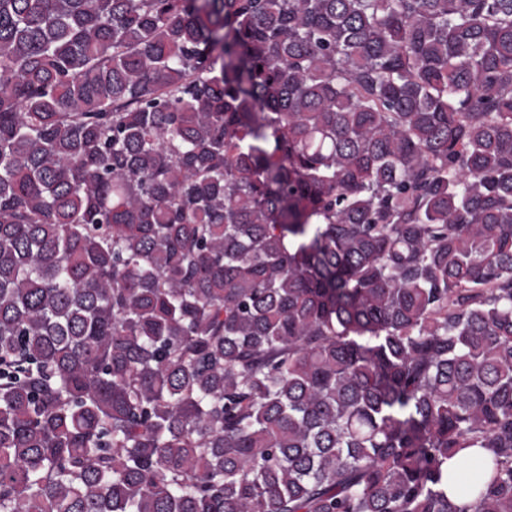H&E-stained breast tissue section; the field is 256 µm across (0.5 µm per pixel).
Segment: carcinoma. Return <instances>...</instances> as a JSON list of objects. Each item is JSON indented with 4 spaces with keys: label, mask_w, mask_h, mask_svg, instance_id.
<instances>
[{
    "label": "carcinoma",
    "mask_w": 512,
    "mask_h": 512,
    "mask_svg": "<svg viewBox=\"0 0 512 512\" xmlns=\"http://www.w3.org/2000/svg\"><path fill=\"white\" fill-rule=\"evenodd\" d=\"M0 512H512V0H0ZM483 453L484 450L482 448H468L453 459L448 460V475H451V480L448 481V497H455L456 485L462 479H467L471 476L476 460Z\"/></svg>",
    "instance_id": "cac0c4a2"
}]
</instances>
